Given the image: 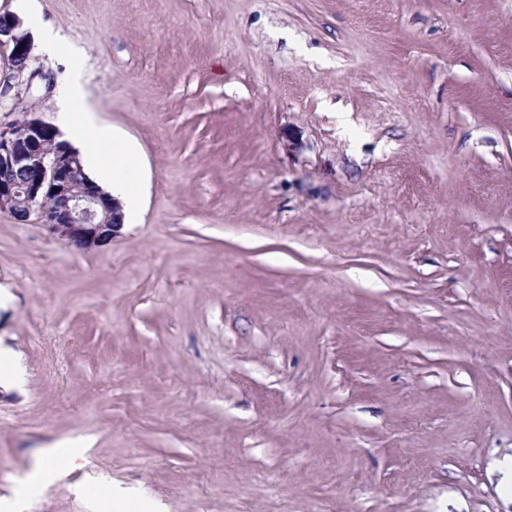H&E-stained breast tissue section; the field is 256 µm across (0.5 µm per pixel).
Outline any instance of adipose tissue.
<instances>
[{"mask_svg":"<svg viewBox=\"0 0 512 512\" xmlns=\"http://www.w3.org/2000/svg\"><path fill=\"white\" fill-rule=\"evenodd\" d=\"M59 121L62 129L69 131L81 146L86 170L109 172L110 178L104 188L120 202L124 223H133L140 206L138 152L117 139L110 127L96 119L86 105L79 79H72L64 90Z\"/></svg>","mask_w":512,"mask_h":512,"instance_id":"ef3b65f1","label":"adipose tissue"}]
</instances>
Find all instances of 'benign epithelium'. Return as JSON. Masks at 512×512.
Instances as JSON below:
<instances>
[{
  "label": "benign epithelium",
  "instance_id": "benign-epithelium-1",
  "mask_svg": "<svg viewBox=\"0 0 512 512\" xmlns=\"http://www.w3.org/2000/svg\"><path fill=\"white\" fill-rule=\"evenodd\" d=\"M9 23L0 27V57L8 74L0 80V103L13 90L31 88L34 74H26L34 50L23 20L0 11ZM0 211L26 222L32 213L51 212L52 233L81 250H96L112 241L119 206L112 196L85 173L78 151L59 140V131L33 117L22 122H0Z\"/></svg>",
  "mask_w": 512,
  "mask_h": 512
}]
</instances>
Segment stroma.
<instances>
[{
	"label": "stroma",
	"instance_id": "35a3bbf8",
	"mask_svg": "<svg viewBox=\"0 0 512 512\" xmlns=\"http://www.w3.org/2000/svg\"><path fill=\"white\" fill-rule=\"evenodd\" d=\"M141 150L75 249L0 212V512H512V0H0ZM22 383V376L13 364L10 354L0 348V388L11 390L18 388ZM47 459L35 475L49 476L61 468L74 469L78 466L79 454L71 448H51L46 452Z\"/></svg>",
	"mask_w": 512,
	"mask_h": 512
}]
</instances>
